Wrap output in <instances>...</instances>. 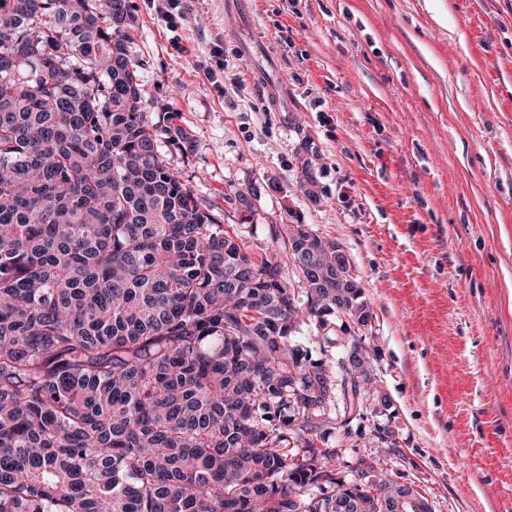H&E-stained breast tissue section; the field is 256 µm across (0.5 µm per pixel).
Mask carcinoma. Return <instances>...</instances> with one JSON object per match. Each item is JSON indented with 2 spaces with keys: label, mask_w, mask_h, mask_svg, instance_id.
<instances>
[{
  "label": "carcinoma",
  "mask_w": 512,
  "mask_h": 512,
  "mask_svg": "<svg viewBox=\"0 0 512 512\" xmlns=\"http://www.w3.org/2000/svg\"><path fill=\"white\" fill-rule=\"evenodd\" d=\"M136 30L130 0H0V512H394L419 491L375 459L336 480L330 444L364 416L365 336L339 410L293 341L305 315L369 327L340 246L297 219V253L257 254L198 200Z\"/></svg>",
  "instance_id": "carcinoma-1"
}]
</instances>
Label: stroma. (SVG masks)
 Masks as SVG:
<instances>
[{"instance_id":"35a3bbf8","label":"stroma","mask_w":512,"mask_h":512,"mask_svg":"<svg viewBox=\"0 0 512 512\" xmlns=\"http://www.w3.org/2000/svg\"><path fill=\"white\" fill-rule=\"evenodd\" d=\"M132 2L150 117L194 143L160 135L165 164L249 244L299 214L364 290L375 383L338 477L380 453L432 512H512V0H185L174 31Z\"/></svg>"}]
</instances>
